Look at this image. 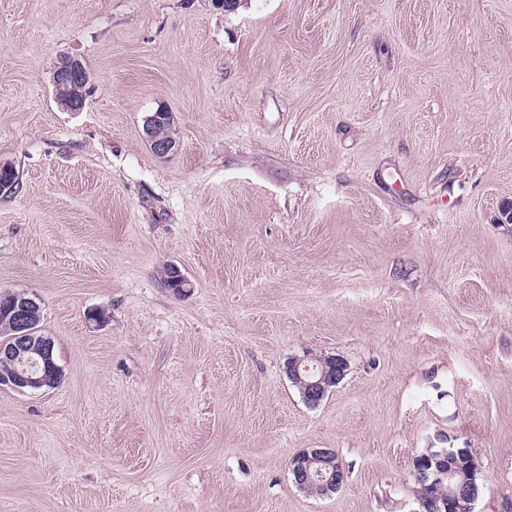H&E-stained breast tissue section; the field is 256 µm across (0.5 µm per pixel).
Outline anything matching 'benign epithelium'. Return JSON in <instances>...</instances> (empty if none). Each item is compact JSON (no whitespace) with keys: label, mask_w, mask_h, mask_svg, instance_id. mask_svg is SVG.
Returning a JSON list of instances; mask_svg holds the SVG:
<instances>
[{"label":"benign epithelium","mask_w":512,"mask_h":512,"mask_svg":"<svg viewBox=\"0 0 512 512\" xmlns=\"http://www.w3.org/2000/svg\"><path fill=\"white\" fill-rule=\"evenodd\" d=\"M89 76L83 72L78 60L69 58L56 66L53 84L56 88L69 84H86ZM156 116L145 121L144 133L151 149L158 156H166L177 148V141L159 139L155 136ZM40 308L37 298L30 296L13 306V335L9 343L0 342V364L6 372L0 373V387H8L20 394H34L57 385L61 378V367L57 363L54 343L50 337L36 334L32 328L33 319ZM322 358L307 353L286 367L288 376L294 377L305 387L304 399L311 404L320 399L346 375V362L336 358V367L327 371L320 367ZM336 451L332 448H312L305 451L301 463H290L289 470L296 486L304 485L310 474H315L313 483L330 496L337 492L347 479V472L341 464H333Z\"/></svg>","instance_id":"7a95c632"}]
</instances>
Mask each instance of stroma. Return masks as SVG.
Returning a JSON list of instances; mask_svg holds the SVG:
<instances>
[{
    "label": "stroma",
    "instance_id": "obj_1",
    "mask_svg": "<svg viewBox=\"0 0 512 512\" xmlns=\"http://www.w3.org/2000/svg\"><path fill=\"white\" fill-rule=\"evenodd\" d=\"M4 165L0 291L62 380L0 388V512H416L428 448L512 512V0H0ZM306 352L348 364L316 407ZM78 59L68 58L62 64H58L53 73V84L56 89H61L62 87H67L70 83L76 84H88L89 76L87 74V70L85 66L82 64L83 69L86 71L83 72L78 64ZM154 112L152 116H148L145 121L144 133L148 142L150 143L151 149L158 156H166L169 153L173 152L178 144L175 139H158L155 136L154 128L156 123L157 113ZM336 456V467L333 465L332 458ZM301 465L290 462L289 470L293 477V482L297 487L304 485L310 477V467L317 465L314 474L317 479H312L316 486L324 491V496H330L336 493L346 482L347 472L338 461L334 449L331 448H311L305 451ZM304 466V467H303ZM305 475V479L302 475ZM427 457L430 460H433L431 469H433L435 466L439 467V464L442 462L448 460L449 457H453L451 460L447 461L446 463H443V467L448 469V466L450 469H453L454 471L463 474L465 480L468 482L464 485H458L457 491L460 494H466V495H475L478 497L480 492V484L478 482V476L472 481V476L467 468L466 461L460 457L455 456L456 451L454 448H428L426 449Z\"/></svg>",
    "mask_w": 512,
    "mask_h": 512
}]
</instances>
